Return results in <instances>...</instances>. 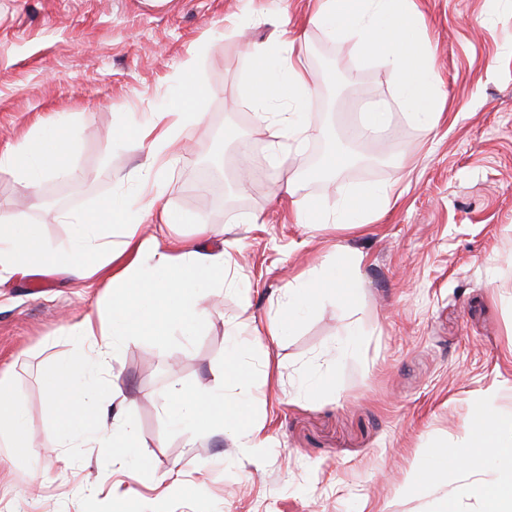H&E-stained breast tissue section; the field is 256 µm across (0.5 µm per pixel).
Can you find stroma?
<instances>
[{
  "instance_id": "35a3bbf8",
  "label": "stroma",
  "mask_w": 512,
  "mask_h": 512,
  "mask_svg": "<svg viewBox=\"0 0 512 512\" xmlns=\"http://www.w3.org/2000/svg\"><path fill=\"white\" fill-rule=\"evenodd\" d=\"M316 0H0V154L55 127L73 132L76 150L61 172L44 176L35 199L21 196L16 168L0 166V212L38 225L51 247L73 227L54 210L96 212L131 192L130 173L148 147L135 124L174 111L203 87L201 122L185 132L165 201L174 218H145V235L193 241L197 220L209 244H238L237 282L204 292L208 314L192 333L162 329L120 349L99 384L133 399L148 470L130 477L108 448L71 447L47 430L43 375L83 351L67 333L101 295L100 280L26 267L0 279V373L25 411L32 454L0 456V512H92L124 491L119 512H483L466 491L471 473L450 470L438 483L414 477L437 448H460L479 402L512 409V0H408L433 55L446 107L432 130L402 103L375 55L310 24ZM317 78L301 143L272 150L265 121L282 119L288 97L260 106L243 87L246 54L277 48L282 29ZM386 113L362 142L363 155L325 178L300 182L298 196L340 211L356 188L391 186L386 217L354 231L311 237L295 220L290 176L343 148L371 113ZM235 138L251 141L252 181L225 186L218 208L204 199L203 152L236 167ZM61 195L59 206L48 205ZM297 196V197H298ZM362 254L349 311L334 303L296 318L287 336L263 337L291 275L320 264L336 246ZM239 323L254 339L250 365L270 369L257 415L269 438L246 459L221 430L166 431L158 401L169 389L192 393L213 383ZM35 470L42 489L30 495ZM176 471L177 484L156 487Z\"/></svg>"
}]
</instances>
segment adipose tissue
<instances>
[{
  "mask_svg": "<svg viewBox=\"0 0 512 512\" xmlns=\"http://www.w3.org/2000/svg\"><path fill=\"white\" fill-rule=\"evenodd\" d=\"M319 2L312 23L333 39L349 40L378 54L413 117L424 128H433L442 110L436 94L437 76L428 48L417 38L415 23L402 7L403 0ZM311 84L312 74L293 48H284L274 57L260 46L250 55V99L262 105L286 93L301 106L300 111L284 118V130H273V137L285 131L297 138L306 133L303 111L309 106ZM201 118L198 112H168L143 122L139 136L148 144L151 155L149 164L134 177V192L118 196L94 214L57 213V220L75 227L72 242L63 250L49 249L36 225L21 223L13 214H0V275L35 262L78 282L106 276V293L93 310L68 328L69 335L84 348L81 358L57 364L44 376L50 407L46 427L64 441L111 449L113 456L132 459L137 469L142 466L143 455L134 446L137 433L129 415L131 403L122 401L112 408L99 405V390L87 378L104 369L108 356L120 347L155 333L156 316H163L168 326H197L203 319L199 287L233 279L236 260L232 244L216 252L200 243L147 238L139 232L146 217L156 215L167 220L163 184L181 153L186 128ZM73 144L72 135L56 129L18 144L7 160L54 172L58 158ZM393 203L391 188L372 187L344 204L343 218L324 215L319 222L344 228L372 224L382 219ZM115 220L121 225L122 235L117 246L107 231ZM357 262L356 256L349 255L338 263L324 262L314 279L297 277L283 290L284 307L293 316L312 311L321 305L327 289L333 292L337 304L350 303L354 296L351 269ZM247 357L245 340L232 335L228 356L213 372V388L193 395L172 389L162 426L172 429L191 424L203 434L219 426L243 452H261L267 438L253 411L259 380L248 368ZM478 413L469 428L470 447L443 448L437 453L452 468L470 469L476 447L512 462V413H497L483 404ZM0 446L11 455L30 450L23 408L13 395L9 379L1 375Z\"/></svg>",
  "mask_w": 512,
  "mask_h": 512,
  "instance_id": "ef3b65f1",
  "label": "adipose tissue"
}]
</instances>
